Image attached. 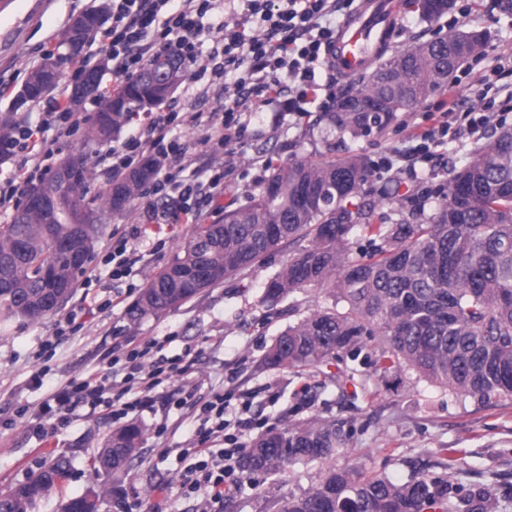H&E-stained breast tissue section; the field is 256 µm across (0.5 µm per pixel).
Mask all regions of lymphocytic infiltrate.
Instances as JSON below:
<instances>
[{
	"label": "lymphocytic infiltrate",
	"instance_id": "1",
	"mask_svg": "<svg viewBox=\"0 0 512 512\" xmlns=\"http://www.w3.org/2000/svg\"><path fill=\"white\" fill-rule=\"evenodd\" d=\"M338 9V0H112L108 25L88 54L93 57L98 50H107L115 77L135 76L149 58L172 50L190 66L191 81L222 80L235 73L234 91L254 93L257 104L255 111L246 114L235 99L225 100L220 116L212 112L187 116L173 107L151 113L121 145L99 154L97 165L113 174L136 168L144 155L161 157L162 168L143 186L140 196L156 201L171 193L179 196L178 212H160L165 222L174 223L180 215L189 214V202L199 191L215 200L224 183L223 172L197 169L191 179H178L186 147L174 136V129L188 124L203 129L205 141L228 146L240 143L250 122L267 107L305 111L317 98L316 67L336 35L335 26L326 19ZM217 10L222 11L224 21L203 59L198 53L200 21ZM456 110L453 102L438 105L435 126L419 135L409 149L414 161H432L451 130L449 118ZM89 118V112L71 111L51 97L39 104L37 121L26 117L16 121L11 137L0 140V157L12 164L0 179L1 214L19 207L25 186L48 178L62 144L71 141ZM167 343L162 337L128 347L120 356L52 392L39 409L37 431H44L47 420L80 407L102 410L116 420L148 407L156 388L174 384L186 372L182 359L166 357ZM119 364L126 375L117 388L111 378ZM225 412L223 392H211L195 416L192 447L181 451L180 487L184 494L201 498L204 512H217L225 494L238 486L235 459L246 444L240 435L225 436ZM224 439L231 441V448L221 447Z\"/></svg>",
	"mask_w": 512,
	"mask_h": 512
}]
</instances>
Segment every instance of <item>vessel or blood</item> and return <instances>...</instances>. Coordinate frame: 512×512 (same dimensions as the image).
<instances>
[{
    "mask_svg": "<svg viewBox=\"0 0 512 512\" xmlns=\"http://www.w3.org/2000/svg\"><path fill=\"white\" fill-rule=\"evenodd\" d=\"M399 9L398 0H360L356 12L336 33L330 62L337 73L354 78L366 71L372 61L365 52L367 44L379 49L389 42Z\"/></svg>",
    "mask_w": 512,
    "mask_h": 512,
    "instance_id": "obj_1",
    "label": "vessel or blood"
}]
</instances>
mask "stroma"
Segmentation results:
<instances>
[{
    "label": "stroma",
    "instance_id": "1",
    "mask_svg": "<svg viewBox=\"0 0 512 512\" xmlns=\"http://www.w3.org/2000/svg\"><path fill=\"white\" fill-rule=\"evenodd\" d=\"M100 0H0V81L8 93L0 96V113L11 105L30 74L47 57L66 52L61 34L71 19ZM402 9L390 50L405 48L414 40L430 41L454 30H484L490 39L484 53L459 68L458 84L440 90L381 133L353 142L369 162L404 148L414 134L432 125L428 111L438 102L454 98L459 106L455 127H465L464 111L474 103L476 77L497 69L504 77L494 86L496 100L512 98V17L497 8L496 0H455L450 13L429 21L414 0H401ZM321 85L322 106L298 114L268 112L249 126L241 143L233 145L224 191L197 212L195 224H210L223 216V207L243 200L270 174V166L294 157L319 160L343 154L341 137L324 118L337 98L354 82L328 66L316 75ZM219 82L184 81L171 100L184 112H216L225 99ZM512 128V112L500 113L481 139L461 134L439 147L430 166L412 170L405 163L380 177H370L360 203L375 206L376 218L390 222L397 214L426 218L432 214L455 171L476 151L486 148L501 129ZM143 200H136L130 214L113 216L95 242L85 272L98 275L99 298L113 304L94 315L81 317L74 332L61 331L67 313L83 305L87 293L77 286L72 297L55 315L39 321L18 318L0 323V490L26 480L50 456L62 453L70 470L60 487L42 499L36 512H57L63 497L84 494L98 485L90 469L92 456L112 432L110 416L87 409L77 411L67 425L45 435L34 433L31 418H18L21 407L37 410L50 388L82 377L101 365L104 357L128 342L141 343L168 336V354L189 352L191 371L184 377L185 390L208 392L223 389L230 399L228 420L249 418L253 433L285 420L318 414L347 421L348 445L335 464L383 474L400 482L411 464H420L451 483L481 482L495 488L512 486V398L502 397L484 406L460 402L446 389L418 380L407 372L400 378L383 377L370 365L351 359L318 373L268 368L263 357L289 321L288 303L263 301L266 280L288 257L280 248L266 255L243 274L206 289L199 296L162 317L131 325L125 317L147 279L157 274L185 242L195 224H167L158 234L140 237L136 228L149 225ZM127 237L136 263L135 275L115 280L101 263L115 238ZM170 390L158 388L153 403L135 414L146 429L145 440L127 467L118 503L112 512H127L139 503L141 512H152L159 497H166L165 512H200V501L185 496L179 486L177 460L180 449L194 439L189 410L170 408ZM456 448L464 460L462 470L443 468L442 449ZM317 466H298L284 476L240 473L234 494L225 496L223 512H271L272 501L302 494L313 485Z\"/></svg>",
    "mask_w": 512,
    "mask_h": 512
}]
</instances>
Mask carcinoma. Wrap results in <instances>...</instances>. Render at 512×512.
Instances as JSON below:
<instances>
[{"mask_svg":"<svg viewBox=\"0 0 512 512\" xmlns=\"http://www.w3.org/2000/svg\"><path fill=\"white\" fill-rule=\"evenodd\" d=\"M89 23L78 34L67 30L63 44H84L105 21L102 5L84 11ZM152 58L142 71L113 89L98 92L99 112L84 131L85 145L112 141L131 116L143 110ZM62 60L47 62L53 75L35 90L24 88L13 101L19 109L53 91ZM448 52L433 41H415L379 60L358 88L338 102L366 99L378 112L327 114L329 125L350 141L380 132L398 114L448 84ZM70 183L58 174L40 183L50 201L45 213L16 212L0 226V322L39 320L56 313L75 290L82 269L70 252L84 237L95 241L112 214L132 211L139 190L160 164L149 158L143 179L133 172L112 176L91 192L92 154L78 148L63 158ZM366 157L349 153L317 161L291 159L274 168L246 203L224 212L215 224H198L168 266L152 276L127 307L132 324L180 308L204 290L259 263L269 252L292 247L288 260L265 283L263 300L279 302L309 289H326L332 305L306 314L292 305L288 324L265 355L271 368L320 371L362 350L375 371H412L418 378L484 406L512 397V129H504L452 177L446 201L426 221L399 215L390 224L372 222V210L353 203L368 181ZM360 229L381 241L365 262L349 259L350 236ZM218 277H203L211 269ZM347 421L311 415L269 426L244 450L251 473L279 476L296 464L323 465L314 485L275 503L276 512H495L496 492L484 484L465 488L428 472L395 482L330 465L349 438ZM144 428L130 422L112 432L91 468L107 478L91 492L109 503L120 476L137 454ZM69 459L58 454L25 482L0 493V512H35L39 501L66 478Z\"/></svg>","mask_w":512,"mask_h":512,"instance_id":"carcinoma-1","label":"carcinoma"}]
</instances>
